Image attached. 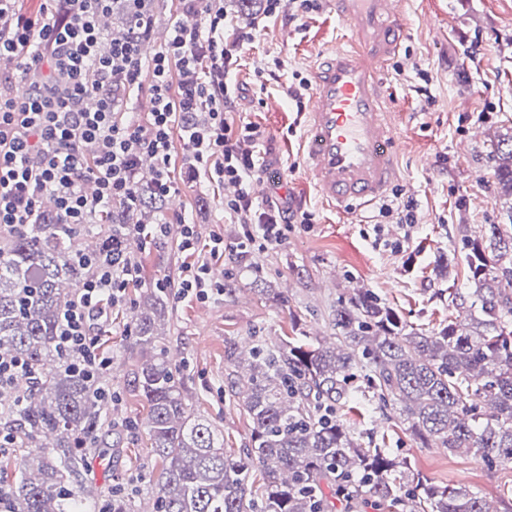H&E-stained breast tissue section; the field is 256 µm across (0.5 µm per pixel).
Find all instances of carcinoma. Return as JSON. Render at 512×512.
<instances>
[{
  "instance_id": "obj_1",
  "label": "carcinoma",
  "mask_w": 512,
  "mask_h": 512,
  "mask_svg": "<svg viewBox=\"0 0 512 512\" xmlns=\"http://www.w3.org/2000/svg\"><path fill=\"white\" fill-rule=\"evenodd\" d=\"M494 176L512 191V136L490 151ZM165 199L151 181L137 203L91 215L109 226L91 243L55 211L0 239V346L31 367L0 391V427L29 449L20 462L0 456L5 512H140L138 494H93L83 485L86 451L103 424L100 377L69 368L57 345L63 307L94 259L111 246L127 251L140 213L163 218ZM507 223L463 235L470 291L465 315L426 331L406 321L368 288H352L333 313V340L252 337L248 351L224 341L231 387L251 422L242 453L224 448V433L197 415L164 346L168 298L140 296L133 315L139 364L134 391L147 406L151 452L160 466L153 512H335L369 504L375 512H494L479 492L439 486L387 448H364L344 419L372 394L382 412H398L423 447L473 455L492 469L512 463V207Z\"/></svg>"
}]
</instances>
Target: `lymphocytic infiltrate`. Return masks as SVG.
<instances>
[{
  "instance_id": "1",
  "label": "lymphocytic infiltrate",
  "mask_w": 512,
  "mask_h": 512,
  "mask_svg": "<svg viewBox=\"0 0 512 512\" xmlns=\"http://www.w3.org/2000/svg\"><path fill=\"white\" fill-rule=\"evenodd\" d=\"M18 2L0 0V66L29 85L22 100L0 94V234L37 223L48 195L59 223L73 226L115 202L136 203L145 156L164 197L177 189L179 162L190 179L234 185L224 210L242 227L239 248L280 244L290 225L312 222L280 195V182L266 197L256 193L264 133L228 120L239 53L255 34L234 29L224 0H181L164 48L148 61L141 46L154 23L152 0H125L133 32L108 44L100 20L112 0H44L36 15L22 13ZM142 91L152 111L137 118L121 112L120 94ZM88 266L61 314L57 341L82 372L101 376L110 363L93 330L107 307L125 302L140 270L131 256L108 252Z\"/></svg>"
}]
</instances>
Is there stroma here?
<instances>
[{"label":"stroma","instance_id":"stroma-1","mask_svg":"<svg viewBox=\"0 0 512 512\" xmlns=\"http://www.w3.org/2000/svg\"><path fill=\"white\" fill-rule=\"evenodd\" d=\"M225 7L235 26L257 29L254 42L240 54L238 80L246 99L234 117L261 127L265 161L274 170H287L286 191L313 215L312 224L293 225L281 246L249 250L258 273L240 272L232 247L242 229L224 214L223 183L193 182L183 170L175 172L179 190L165 217L174 223L186 216L196 224L202 258L231 290L205 301L178 302L174 289H167L173 302L165 345L179 351L181 382L199 412L223 430L226 447L239 450L249 442L250 421L231 390L226 339L276 341L294 332L331 336V310L356 286L372 289L426 330L447 319L449 289L467 294L463 266L440 277L434 260L441 253L464 255L461 225L479 235L506 220L489 152L497 136L512 131V0H398L404 24L399 55L408 66L388 67L383 75L398 146L393 188L402 200L414 201L420 215L412 228H390V238L403 241L399 252L374 244L379 204L336 210L320 199L304 171L305 117L284 89L293 72L311 77L313 65L342 41L332 7L302 22L284 13L257 22L238 13L235 0ZM420 68L428 80L418 78ZM217 235L226 245L219 255L211 252ZM131 254L142 267L141 284L128 288L126 304L112 309L94 333L112 360L108 379L119 397L116 405L105 407V416L113 423H132L133 429L103 427L100 442L106 452L94 458L85 479L102 489L134 484L147 500L159 469L146 446L143 403L129 387L138 360L128 348L131 318L140 288L177 281L187 257L174 231L148 245H133ZM257 276L280 290L282 301L258 295L252 288ZM351 425L361 442L385 443L435 484L473 488L492 499L499 512H512V465L491 470L471 455L420 447L402 424L377 413L352 417Z\"/></svg>","mask_w":512,"mask_h":512}]
</instances>
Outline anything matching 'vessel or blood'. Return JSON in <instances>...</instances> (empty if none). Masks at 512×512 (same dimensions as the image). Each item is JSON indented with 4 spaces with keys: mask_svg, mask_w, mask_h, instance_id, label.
<instances>
[{
    "mask_svg": "<svg viewBox=\"0 0 512 512\" xmlns=\"http://www.w3.org/2000/svg\"><path fill=\"white\" fill-rule=\"evenodd\" d=\"M332 6L346 42L314 75L305 170L322 200L368 204L384 199L396 176L380 74L399 51L401 23L394 0Z\"/></svg>",
    "mask_w": 512,
    "mask_h": 512,
    "instance_id": "b4317fda",
    "label": "vessel or blood"
}]
</instances>
